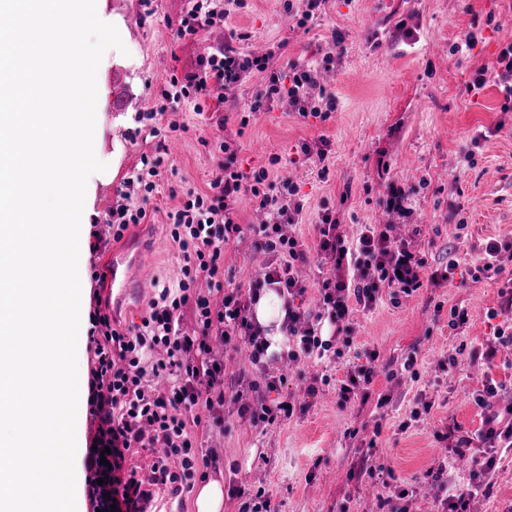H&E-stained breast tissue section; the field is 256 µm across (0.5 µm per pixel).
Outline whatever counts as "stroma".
<instances>
[{
    "label": "stroma",
    "instance_id": "stroma-1",
    "mask_svg": "<svg viewBox=\"0 0 512 512\" xmlns=\"http://www.w3.org/2000/svg\"><path fill=\"white\" fill-rule=\"evenodd\" d=\"M102 16L121 20L124 50H110L98 69L102 96L121 89L128 100L122 115L104 113L97 124L99 149L114 157L111 180L97 182L93 204L82 227L81 304L90 311L104 283L110 247L93 249V233L111 235L106 219L117 191L142 156H154L156 135L168 123L181 124L177 147L159 169L147 223L130 228L119 248L147 243L152 287L122 313L124 323H140L155 286L177 288L183 278L182 253L170 237L169 212L187 191L206 190L219 161L218 141L238 146L237 165L244 172L264 168L270 181L292 180L304 204L293 230L315 246L316 222L323 209L335 211L338 231L354 240L364 225L388 224L397 239L411 243L430 264L451 259L469 263L491 239L512 241V108L495 84L472 91L477 67L491 64L504 41L512 39V0H323L312 20L299 25L298 13L287 12L284 0H225L224 29H236L238 48L254 56L268 55L274 68L288 71L317 53L333 62L319 69L317 85L335 96L337 108L328 120L292 114L287 100L277 99L265 112L241 125L242 110L262 84L261 74L246 77L228 92L225 127L212 120L213 104L196 112L193 103L171 102L156 127H138L135 115L161 102L171 76L190 72L197 56L222 42L224 30L191 40L174 41L173 33L187 0H97ZM478 41L466 45L469 31ZM343 35L335 46L333 32ZM479 146H472L473 136ZM328 141L326 159L306 156L302 143ZM474 150V164L464 155ZM328 175H321V168ZM411 187L405 213L387 211L390 184ZM263 264L250 242L227 248L224 272L232 288H248ZM503 274L472 282L453 280L425 284L417 293L356 310L353 344L343 358H307L288 367L287 393L302 409L283 425L252 428L242 424L237 407L226 404L223 437L199 436L203 450L218 458L208 478L225 489L237 485L265 488L278 512H337L349 503L352 512H377L380 497L391 490L378 479H353L349 469L362 454L411 483L410 512H436L440 492L424 473L440 459L444 447L471 435L480 424L471 394L481 386L485 366L460 355L453 370L442 361L462 345L485 346L511 314L489 318L499 308L500 290L512 273V251L501 255ZM443 313H436V304ZM467 310L469 320L450 329L446 310ZM377 350L391 371H379L366 404L340 408V384L366 350ZM415 354L418 379L402 369ZM389 402L377 407L376 395ZM432 400L429 413L412 419L418 395ZM76 421V497L80 512H91L88 474L83 458L93 431L86 402H79ZM410 421L407 431L398 425ZM357 428L356 438L346 435ZM449 432L447 443L436 442Z\"/></svg>",
    "mask_w": 512,
    "mask_h": 512
}]
</instances>
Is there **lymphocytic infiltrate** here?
I'll list each match as a JSON object with an SVG mask.
<instances>
[{
	"mask_svg": "<svg viewBox=\"0 0 512 512\" xmlns=\"http://www.w3.org/2000/svg\"><path fill=\"white\" fill-rule=\"evenodd\" d=\"M189 4L174 32L176 40L223 28V0ZM236 39V34H229L198 57L184 79H171L175 98L223 103L225 91L255 71L262 74L263 84L250 112L263 111L265 102L284 97L301 117L330 118L335 96H309L317 66L294 64L284 73L270 67L268 57L242 56L234 46ZM490 82L512 100V40L503 44L494 63L476 69L470 87L479 90ZM217 148L224 159L207 191H188L169 215L170 236L185 262L177 291L162 288L135 325L117 324L108 307L99 304L89 314L94 367L87 382V403L98 425L84 466L92 477L90 502L99 512H151L154 487H168L175 495L191 489L200 469L213 462L200 455L197 437L223 435L226 403L237 405L239 417L253 427L281 424L294 416L296 404L283 394L288 376L271 371L270 345L251 316L264 290L274 289L284 299L286 359L296 362L323 356L336 343L350 347L354 309H371L385 297L398 303L400 296L412 295L424 282L452 281L457 268L453 260L430 267L426 256L395 240L388 224L366 225L357 240L346 241L328 209L319 218L316 245L307 246L291 231L303 210L294 182H270L264 169L245 174L228 142H219ZM155 151L147 173L127 178L109 211L114 240H121L129 227L148 215L155 178L167 153L165 142H157ZM245 195L254 198L266 215L264 223L248 230L235 220ZM133 196L138 205H130ZM249 231L254 234V251L268 261L243 293L224 285V251L229 244L243 242ZM314 253L329 263L331 275L318 288L316 308L307 311L299 304L307 291L299 273ZM188 311L197 324L190 334L182 328ZM325 322L332 329L327 340L321 337ZM216 339L227 346L244 343L249 367L227 372L223 357L213 350ZM503 389L502 382L489 376L472 395L480 426L454 450L456 456L470 457L471 482L453 490L450 512H469L472 500L487 495L494 485L497 457L512 453V401L502 402ZM136 448L164 451L143 477L129 465Z\"/></svg>",
	"mask_w": 512,
	"mask_h": 512,
	"instance_id": "lymphocytic-infiltrate-1",
	"label": "lymphocytic infiltrate"
}]
</instances>
